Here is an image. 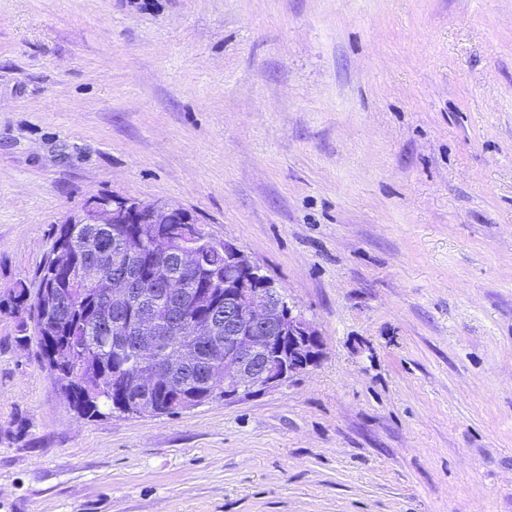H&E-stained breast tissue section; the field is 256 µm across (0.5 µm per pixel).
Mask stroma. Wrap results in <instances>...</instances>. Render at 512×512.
I'll return each mask as SVG.
<instances>
[{
	"label": "stroma",
	"instance_id": "1",
	"mask_svg": "<svg viewBox=\"0 0 512 512\" xmlns=\"http://www.w3.org/2000/svg\"><path fill=\"white\" fill-rule=\"evenodd\" d=\"M93 195L234 244L317 363L78 416L9 305ZM0 512H512V0H0Z\"/></svg>",
	"mask_w": 512,
	"mask_h": 512
}]
</instances>
